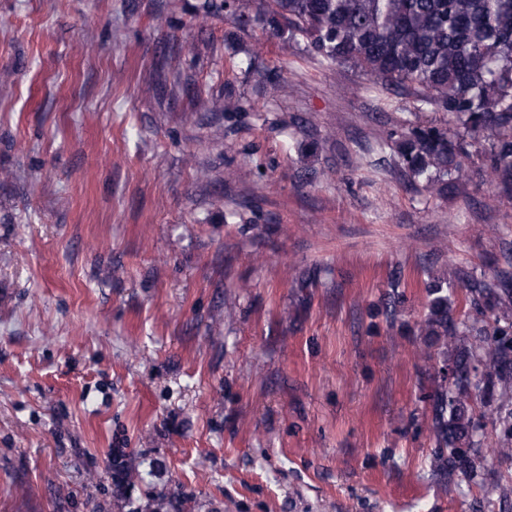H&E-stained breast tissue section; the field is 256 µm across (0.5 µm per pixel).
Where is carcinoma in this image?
Instances as JSON below:
<instances>
[{
	"label": "carcinoma",
	"instance_id": "1",
	"mask_svg": "<svg viewBox=\"0 0 512 512\" xmlns=\"http://www.w3.org/2000/svg\"><path fill=\"white\" fill-rule=\"evenodd\" d=\"M257 18L288 32L283 49L302 40L327 69L351 68L382 88L413 97L448 117L446 128L410 121L391 147L413 187L466 196L463 174L469 147L484 135L490 182L512 197V0H258ZM206 112H234V99L200 101ZM436 277L426 287L428 312L417 323L423 345L416 356L437 355L456 373L435 391L433 437L436 470L476 485L489 504L512 501V480L487 462L512 458V280L461 287ZM484 307L459 324L455 312ZM483 400L480 418L496 439H475L483 425L471 404Z\"/></svg>",
	"mask_w": 512,
	"mask_h": 512
}]
</instances>
